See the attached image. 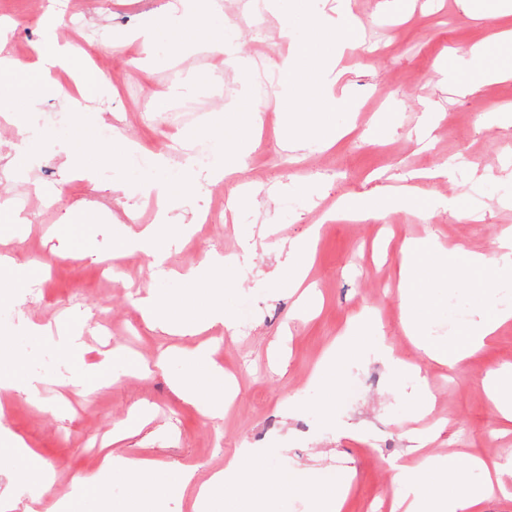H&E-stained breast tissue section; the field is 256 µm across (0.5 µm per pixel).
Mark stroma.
<instances>
[{
	"label": "stroma",
	"instance_id": "35a3bbf8",
	"mask_svg": "<svg viewBox=\"0 0 512 512\" xmlns=\"http://www.w3.org/2000/svg\"><path fill=\"white\" fill-rule=\"evenodd\" d=\"M46 2L0 0V19L8 22L0 37L16 58L30 57ZM167 2L62 0L60 40L107 45L96 57L111 92L90 101L89 111H69L56 96L16 98L14 76L0 75V99L13 101L37 136L33 149L21 154L15 112L0 111V211L12 215L9 223L0 222V257H11L29 283L0 301V353L18 358L24 375L43 382L33 398L0 393V409L10 431L55 475L43 512H54L74 478L98 475L106 452L153 459L164 478L192 465L202 482L245 444L269 449L265 468L297 464L314 468L321 482L347 481L343 512H378L407 494L392 484L388 463L402 454L414 429L433 430L430 452L456 453L463 476L482 483L472 458L512 457V431H504L481 385L489 369L512 364V325L476 358L449 371L403 335L396 280L404 241L434 236L446 248L464 242L488 252L501 231L512 228V80L482 84L464 97L451 92L455 85L480 82L479 54L512 71V53L492 39L498 29L512 27V16L490 17V0H471L467 17L457 0H419L415 6L409 0H350L357 46L340 53L312 25L332 0H285L278 18L257 14L252 0H207L209 21L193 31L192 40L207 43L217 24L229 22L246 68L218 54L202 63L201 52L178 49L161 32L153 65L143 68L119 38ZM285 21L316 55L339 53L345 71L339 86L358 107L328 114L329 123L347 130L334 147L297 154L283 144L287 136H300L301 128L284 127L277 113L267 112L245 174L250 196L233 211H216L229 187L211 177L214 140L237 137L233 104L243 90L260 102L271 100L266 69L286 50L279 39ZM99 114L114 129L110 139L99 136ZM431 115L436 125L429 138L419 139ZM78 126L84 130L78 160L95 171L90 182L69 178L60 147ZM179 137L201 153L187 164L170 158L165 175L191 177L194 186L178 199H152L139 183L153 174L156 155ZM442 165L451 179L419 181L412 203L383 222L327 218L345 193L401 185L412 172ZM475 188L482 193L477 208L471 203ZM162 206L176 221L199 219L191 236L175 228L166 235L164 271L135 253L114 258L111 273H104L113 226L132 213L136 227H144ZM315 224L320 236L308 281L321 304L302 316L297 294L270 275L286 260L288 243ZM215 254L239 261L236 283L224 292V306L238 323L236 336H221L216 328L170 336L142 319L137 300L152 290L171 296L175 310L198 306L184 277ZM511 277L491 267L477 280L463 265L449 264L447 278L428 284L435 307L423 336L461 339L482 303L496 301L497 282ZM360 313L372 317L368 339L385 332L397 356L420 366V376L401 380V395L392 394L388 372L371 359L353 364L339 391L312 382L333 340ZM30 323L56 334L84 328L87 346L65 355L48 338L29 333ZM201 344L211 346L239 391L220 419H208L171 389L170 378L187 368L183 358H173L163 372L154 366L166 347ZM116 346L139 357L144 374L85 392L82 382L98 378L100 363ZM424 385L436 404L418 417L412 402ZM126 423L128 436L114 438Z\"/></svg>",
	"mask_w": 512,
	"mask_h": 512
}]
</instances>
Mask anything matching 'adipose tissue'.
<instances>
[{"instance_id":"ef3b65f1","label":"adipose tissue","mask_w":512,"mask_h":512,"mask_svg":"<svg viewBox=\"0 0 512 512\" xmlns=\"http://www.w3.org/2000/svg\"><path fill=\"white\" fill-rule=\"evenodd\" d=\"M201 13V6L189 4L188 0H174L151 24L127 34L126 39L138 43L140 62H149L154 53L153 28H166L173 42L182 43L198 25ZM55 17V12L50 9L42 15L43 35L34 45L31 59L20 60L0 49V72L18 76L22 92L32 99L59 95V88L51 81L52 72L78 63L72 47L58 41L53 26ZM337 66L338 62L333 57L313 62L310 83L300 89L297 97L282 99V111L296 109L302 102L335 108L339 102L335 87L341 78ZM405 200V195L378 190L352 195L346 208L357 220L380 221L400 208ZM167 225L168 213L163 210L157 223L140 231L131 232L125 226H118L112 235V248L120 253H143L151 256L155 265H164L166 256L161 239ZM456 254L469 269L475 271L490 266L511 268L512 232L503 231L495 239L492 253L474 252L460 244L456 247ZM447 274L448 256L440 251L436 242L423 245L411 241L405 243L399 267L401 330L423 355L453 369L487 347L499 327L512 321V309L504 308L479 317L459 344L448 346L428 341L421 334V327L432 312L424 284L428 278ZM223 294V289H210L209 305L200 320L173 315L171 300L156 293L142 298L140 309L146 322L164 326L171 334L192 335L204 326L220 327L231 333L235 330V318L226 311ZM187 361L191 366L190 372L173 377L170 381L172 390L190 404L203 405L209 418L222 417L225 402L236 395L223 367L212 360L210 350L204 346L189 353ZM411 439L414 443L411 453L418 456V464L393 465L391 477L392 483L412 489L405 512H482L484 501L493 495L495 489H506L512 483L511 461L494 463L486 483L474 485L460 478L456 456L426 454V447L435 439L433 431H413ZM265 455L262 448H238L223 469L215 471L199 485L194 482V469L180 468L178 487L193 489L195 512H230L226 501V493L230 490L256 505L272 495L302 496L308 498L311 512H342L348 492L346 483L318 485L306 469L293 465L272 472L264 470ZM101 470L105 473L120 472L127 477L133 502L140 506L141 512H158L169 492L168 486L158 476L157 465L148 459L108 453L103 458Z\"/></svg>"}]
</instances>
